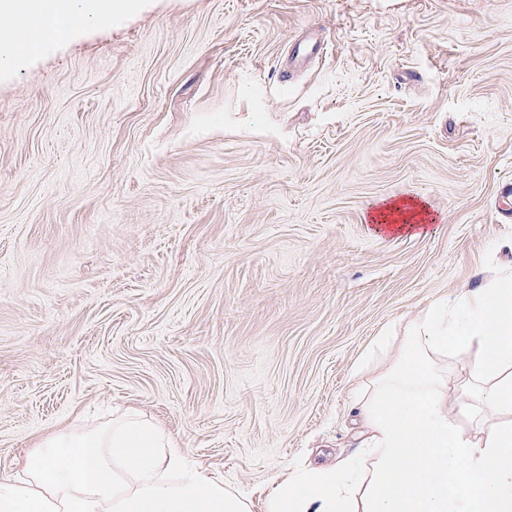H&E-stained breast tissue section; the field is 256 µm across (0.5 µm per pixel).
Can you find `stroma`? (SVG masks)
Returning <instances> with one entry per match:
<instances>
[{
    "instance_id": "stroma-1",
    "label": "stroma",
    "mask_w": 512,
    "mask_h": 512,
    "mask_svg": "<svg viewBox=\"0 0 512 512\" xmlns=\"http://www.w3.org/2000/svg\"><path fill=\"white\" fill-rule=\"evenodd\" d=\"M509 269L512 0H151L0 73V478L131 409L265 512L379 336ZM368 216V222L376 225L375 231L383 234H417L421 225L434 221L430 220L427 202L419 197L384 199Z\"/></svg>"
}]
</instances>
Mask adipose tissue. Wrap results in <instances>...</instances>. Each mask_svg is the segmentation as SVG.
Instances as JSON below:
<instances>
[{
	"label": "adipose tissue",
	"instance_id": "adipose-tissue-1",
	"mask_svg": "<svg viewBox=\"0 0 512 512\" xmlns=\"http://www.w3.org/2000/svg\"><path fill=\"white\" fill-rule=\"evenodd\" d=\"M143 6L0 0V69L28 56L14 48L19 21L47 44ZM369 221L379 233L414 234L430 213L422 198L391 197ZM377 344L395 353L360 395L358 454L282 472L268 487L266 512H512V274L430 304L402 335ZM451 353L472 362L453 399L444 364ZM187 454L134 413L96 429L64 426L25 455L21 477L0 481V512H250Z\"/></svg>",
	"mask_w": 512,
	"mask_h": 512
}]
</instances>
